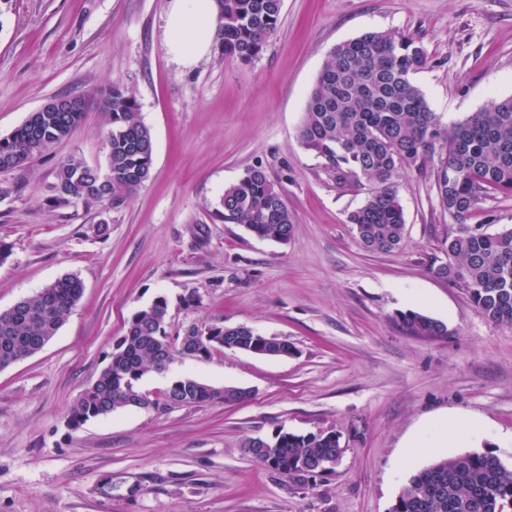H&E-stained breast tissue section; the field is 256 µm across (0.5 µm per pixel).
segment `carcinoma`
<instances>
[{"instance_id":"carcinoma-1","label":"carcinoma","mask_w":512,"mask_h":512,"mask_svg":"<svg viewBox=\"0 0 512 512\" xmlns=\"http://www.w3.org/2000/svg\"><path fill=\"white\" fill-rule=\"evenodd\" d=\"M218 39L224 55L248 63L277 31L283 0H217ZM423 47L408 38L367 31L336 45L308 97L298 142L342 186L367 189L365 202L348 214L358 244L367 252H396L405 236L398 178L404 171L432 170L440 206L456 220L447 260L432 267L440 278L466 288L484 318L512 326V228L489 233L467 220L498 196H512V97L493 99L448 129L428 106L412 76L426 68ZM101 98L109 130L105 170L78 155L58 168L52 206L107 200L121 205L150 177L154 143L136 98L114 85ZM67 110L31 112L0 137V172H20L47 153L85 119L90 99L66 95ZM218 216L242 224L256 237L286 242L293 214L261 166L249 167L224 188ZM83 283L68 274L36 296L0 311V369L39 352L77 306ZM168 302L159 296L135 312L126 334L107 355L94 382L75 398L67 427L128 407L145 408L140 381L169 366L173 338L165 323ZM396 321L408 336L448 335V326L426 314L401 311ZM214 338L198 345L204 358L224 349V335L249 346L257 332L245 325L209 327ZM245 399L242 389L217 388L190 376L174 379L153 398L154 408ZM251 453L267 470L301 484L325 458L342 454L339 435L279 431ZM390 512H512V467L490 451L441 458L418 470L401 488Z\"/></svg>"}]
</instances>
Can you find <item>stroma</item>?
<instances>
[{"label": "stroma", "instance_id": "35a3bbf8", "mask_svg": "<svg viewBox=\"0 0 512 512\" xmlns=\"http://www.w3.org/2000/svg\"><path fill=\"white\" fill-rule=\"evenodd\" d=\"M168 0H0V136L49 99L118 84L154 140L148 181L124 204L48 202L60 163L105 168V116L34 159L0 199V310L66 274L84 283L73 313L35 355L0 369V512H390L408 478L433 461L494 452L512 464V327L474 308L431 271L455 221L431 173L398 180L405 238L364 251L346 217L364 192L343 188L299 145L314 80L337 44L367 31L412 38L430 63L414 74L444 124L512 97V0H284L282 20L251 62L220 46L195 66L163 46ZM262 166L294 216L287 243L214 216L225 186ZM195 294L196 304L182 298ZM166 332L245 325L294 354L227 350L148 373L155 394L181 376L250 390V398L129 407L69 430L67 410L106 363L129 318L157 296ZM414 310L446 336L405 335ZM450 415L494 438L405 446ZM286 430L336 432L344 454L306 488L244 450ZM117 484L99 492L103 474Z\"/></svg>", "mask_w": 512, "mask_h": 512}]
</instances>
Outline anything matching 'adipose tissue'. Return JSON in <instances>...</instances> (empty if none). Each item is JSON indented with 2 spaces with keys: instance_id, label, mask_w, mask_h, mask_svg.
Returning <instances> with one entry per match:
<instances>
[{
  "instance_id": "ef3b65f1",
  "label": "adipose tissue",
  "mask_w": 512,
  "mask_h": 512,
  "mask_svg": "<svg viewBox=\"0 0 512 512\" xmlns=\"http://www.w3.org/2000/svg\"><path fill=\"white\" fill-rule=\"evenodd\" d=\"M219 15L217 0H170L163 33L170 58L189 68L207 56Z\"/></svg>"
}]
</instances>
